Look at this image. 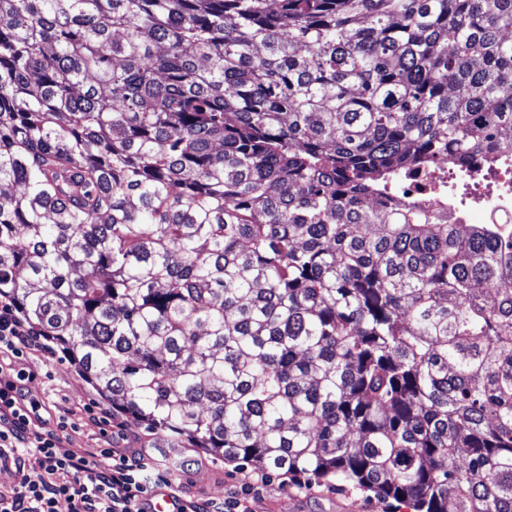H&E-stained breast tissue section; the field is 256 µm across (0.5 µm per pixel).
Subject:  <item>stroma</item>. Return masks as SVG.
Segmentation results:
<instances>
[{"label": "stroma", "mask_w": 512, "mask_h": 512, "mask_svg": "<svg viewBox=\"0 0 512 512\" xmlns=\"http://www.w3.org/2000/svg\"><path fill=\"white\" fill-rule=\"evenodd\" d=\"M15 367L36 375L37 395L48 406L43 430L57 431L56 411L60 408L72 409L81 416L87 408L101 413L100 422L82 417L77 429L66 430L70 447L92 452L103 448L166 449L161 436L113 410L61 349H54L49 356L35 353L22 357ZM177 455L195 495L221 499L235 494L245 498L250 512H411L406 504L377 498L369 491L333 483L305 487L284 473H267L265 483L258 484L254 481L255 465L228 461L202 448H181Z\"/></svg>", "instance_id": "obj_1"}]
</instances>
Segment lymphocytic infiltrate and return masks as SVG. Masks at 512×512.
<instances>
[{"instance_id":"lymphocytic-infiltrate-1","label":"lymphocytic infiltrate","mask_w":512,"mask_h":512,"mask_svg":"<svg viewBox=\"0 0 512 512\" xmlns=\"http://www.w3.org/2000/svg\"><path fill=\"white\" fill-rule=\"evenodd\" d=\"M41 331L23 319L11 298L0 299V465L20 476L0 489V512H146L155 488H168L181 512H247L239 503L202 501L186 492L181 469L141 449L126 455L113 448L80 452L59 434L40 429L42 403L28 386L29 375L4 368V360L47 351Z\"/></svg>"}]
</instances>
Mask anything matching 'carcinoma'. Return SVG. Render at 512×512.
<instances>
[{
  "instance_id": "1",
  "label": "carcinoma",
  "mask_w": 512,
  "mask_h": 512,
  "mask_svg": "<svg viewBox=\"0 0 512 512\" xmlns=\"http://www.w3.org/2000/svg\"><path fill=\"white\" fill-rule=\"evenodd\" d=\"M512 0H0V295L132 421L413 512H512ZM472 190L460 196L457 186ZM399 204L419 205L432 211L438 224H511L512 155L504 164L465 168L446 155L422 177L405 180L395 196Z\"/></svg>"
}]
</instances>
